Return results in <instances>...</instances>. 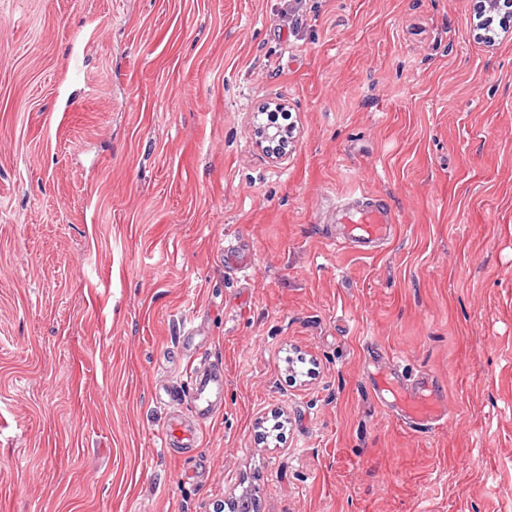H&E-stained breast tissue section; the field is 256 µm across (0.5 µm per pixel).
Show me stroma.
<instances>
[{
	"label": "stroma",
	"instance_id": "1",
	"mask_svg": "<svg viewBox=\"0 0 512 512\" xmlns=\"http://www.w3.org/2000/svg\"><path fill=\"white\" fill-rule=\"evenodd\" d=\"M476 2L0 0V512H512V36ZM363 193L391 239L334 247ZM203 359L224 406L166 450L195 420L155 388ZM271 123H268L267 126L261 127L259 134L260 143H265L264 146L266 152L275 159H281L288 155V146H289V137H288V126L291 123H288V126L282 128L278 126L277 128L271 127ZM373 388L388 399V409L410 428L431 426L446 413L441 392L432 383L409 389L396 378L383 377L375 379ZM198 430L196 428H187L177 420L171 421L162 436V445L164 448H171L176 445L185 448H193L198 442Z\"/></svg>",
	"mask_w": 512,
	"mask_h": 512
}]
</instances>
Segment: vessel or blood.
<instances>
[{"instance_id":"b4317fda","label":"vessel or blood","mask_w":512,"mask_h":512,"mask_svg":"<svg viewBox=\"0 0 512 512\" xmlns=\"http://www.w3.org/2000/svg\"><path fill=\"white\" fill-rule=\"evenodd\" d=\"M336 221L344 226L342 236L335 241L339 248L350 243L376 247L391 238L394 228L390 208L365 194L338 205ZM374 389L387 399L390 410L412 428L431 426L446 412L439 389L429 383L409 389L398 379L383 377L376 379ZM167 398L175 405H187L197 425L189 428L179 421H171L162 436L163 447H194L198 442V426L211 420L224 404V377L213 373L205 364L190 367L185 385L168 392Z\"/></svg>"}]
</instances>
